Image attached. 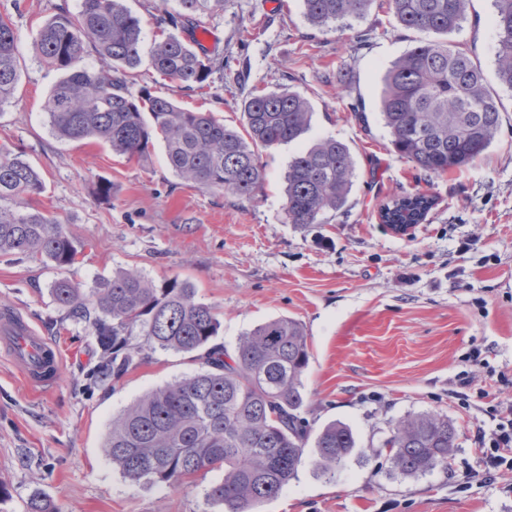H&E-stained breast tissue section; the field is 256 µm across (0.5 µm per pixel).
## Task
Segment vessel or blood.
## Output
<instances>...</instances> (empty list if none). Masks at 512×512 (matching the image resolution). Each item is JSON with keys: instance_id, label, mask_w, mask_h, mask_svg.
I'll return each instance as SVG.
<instances>
[{"instance_id": "vessel-or-blood-1", "label": "vessel or blood", "mask_w": 512, "mask_h": 512, "mask_svg": "<svg viewBox=\"0 0 512 512\" xmlns=\"http://www.w3.org/2000/svg\"><path fill=\"white\" fill-rule=\"evenodd\" d=\"M0 344L9 349L31 387H52L61 362L59 351L7 309L0 311Z\"/></svg>"}]
</instances>
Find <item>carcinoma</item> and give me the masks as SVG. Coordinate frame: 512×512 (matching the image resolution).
Masks as SVG:
<instances>
[{
    "label": "carcinoma",
    "mask_w": 512,
    "mask_h": 512,
    "mask_svg": "<svg viewBox=\"0 0 512 512\" xmlns=\"http://www.w3.org/2000/svg\"><path fill=\"white\" fill-rule=\"evenodd\" d=\"M211 0H179L176 13L151 14L154 31L149 66L181 88L201 92L210 84L213 61L196 37ZM303 14L324 28L365 15L375 0H301ZM406 29L448 34L459 29L469 0H387ZM497 75L512 89V0H495ZM147 23L123 0H83L67 5L38 31L35 49L60 80L43 102L55 134L64 140L96 139L130 159H143L158 139L170 169L187 183L251 199L267 174L259 149L303 136L312 107L291 88L254 90L242 103L239 132L214 113L190 110L133 87L142 63ZM106 63L83 66L89 52ZM20 79L17 39L0 19V106ZM381 116L390 145L427 177L473 163L495 140L500 112L483 73L445 42L420 41L395 60L383 77ZM349 146L325 136L302 148L284 176L285 221L322 224L339 211L353 186ZM44 191L40 173L20 154L0 152V254L18 253L71 265L78 253L67 225L31 206ZM436 204L423 191L391 196L379 208L382 224H421ZM191 283L173 277L157 286L136 270H119L87 298L66 279L53 283L57 307L91 323L98 352L92 380L106 385L158 351L195 354L205 369L145 394L112 418L105 448L125 478L188 486L200 474L224 472L206 493L224 512H253L276 498L305 462L310 438L304 417L303 379L311 353L303 325L278 317L255 326L234 354L213 343L221 323L214 308L197 299ZM456 429L448 416L409 414L390 423L377 452L392 470L416 478L448 468ZM312 463L335 477L358 440L350 426L334 421L314 439Z\"/></svg>",
    "instance_id": "obj_1"
}]
</instances>
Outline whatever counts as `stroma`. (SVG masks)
Instances as JSON below:
<instances>
[{
	"instance_id": "1",
	"label": "stroma",
	"mask_w": 512,
	"mask_h": 512,
	"mask_svg": "<svg viewBox=\"0 0 512 512\" xmlns=\"http://www.w3.org/2000/svg\"><path fill=\"white\" fill-rule=\"evenodd\" d=\"M67 3L0 0V18L17 37L20 80L0 106V150L22 152L39 171L33 200L67 224L74 264L56 268L0 254V308L7 307L59 347L54 388L37 392L0 347V512H25L32 497L58 512H220L205 496L211 476L190 487L134 483L113 467L104 445L113 416L145 393L198 372L201 361L157 351L120 380L87 388L96 363L90 323L68 319L50 296L67 278L91 294L118 269L154 283L189 280L221 321L216 338L234 351L242 334L272 318L302 323L311 353L304 378L311 432L349 424L361 453L335 478L305 462L298 476L257 512H512V470L486 474L477 447L512 405V89L497 78L494 0H471L449 45L482 68L500 112V129L472 165L429 178L389 145L380 115L381 79L422 40L378 8L352 28L318 30L300 0H224L203 18L213 61L247 59L243 81L215 71L206 94L183 91L149 67L136 81L186 108L214 111L242 126L252 87L283 83L312 106L307 140L332 135L351 149L356 176L346 207L325 223L284 221V173L299 143L261 153L267 179L250 199L185 184L162 143L137 161L94 140L55 136L42 110L60 78L34 50L40 26ZM363 115L355 117L352 104ZM112 196L101 199V182ZM421 190L437 203L408 234L378 219L392 195ZM64 324L56 332V324ZM448 416L457 434L447 468L394 478L373 446L391 421L413 413Z\"/></svg>"
}]
</instances>
